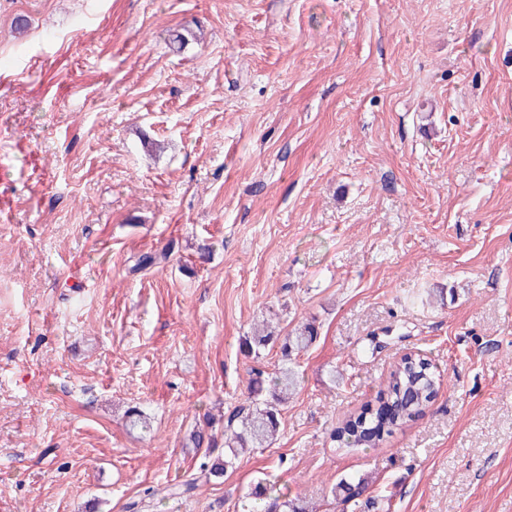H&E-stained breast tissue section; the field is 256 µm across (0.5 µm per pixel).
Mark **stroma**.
Returning <instances> with one entry per match:
<instances>
[{
    "instance_id": "1",
    "label": "stroma",
    "mask_w": 512,
    "mask_h": 512,
    "mask_svg": "<svg viewBox=\"0 0 512 512\" xmlns=\"http://www.w3.org/2000/svg\"><path fill=\"white\" fill-rule=\"evenodd\" d=\"M264 319L319 332L276 440L144 506L281 367ZM414 352L434 400L337 451ZM359 476L512 512V0H0V512H341ZM280 340V336L276 334L275 329L270 325L262 324L261 326L252 327L251 336H244L242 340V349L248 355L260 357L263 351ZM365 488L366 481L363 478L344 479L336 484L334 493L336 498L338 497L342 505L345 506L343 511H347L348 508L351 511H356L357 507H362L363 504L359 505V499L363 496Z\"/></svg>"
}]
</instances>
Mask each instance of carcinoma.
<instances>
[{"instance_id": "carcinoma-1", "label": "carcinoma", "mask_w": 512, "mask_h": 512, "mask_svg": "<svg viewBox=\"0 0 512 512\" xmlns=\"http://www.w3.org/2000/svg\"><path fill=\"white\" fill-rule=\"evenodd\" d=\"M318 336L315 325L305 323L282 338L268 324L255 326L242 340V349L260 357L268 347L281 342L282 356L287 360L271 380L269 397L256 399L252 405L229 417L224 427V458L201 465L204 478H220L239 455L269 447L280 428V406L293 395L298 376L290 365L292 356L307 350ZM440 375L430 358L421 353H409L393 366L385 383L386 399L373 409L349 415L331 432L330 439L339 449L374 448L393 429L413 421L435 396ZM366 481L344 479L336 484L335 496L345 508L356 510L363 496Z\"/></svg>"}]
</instances>
